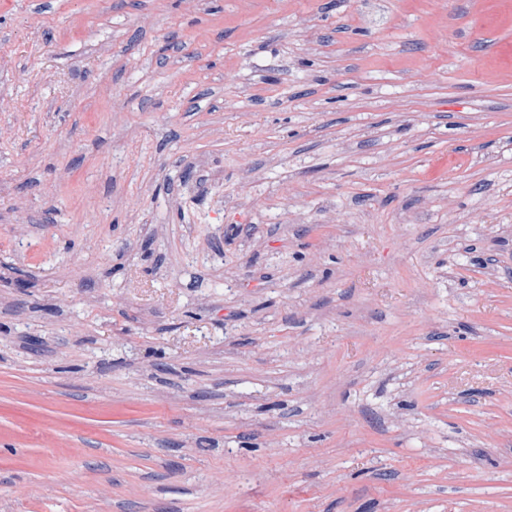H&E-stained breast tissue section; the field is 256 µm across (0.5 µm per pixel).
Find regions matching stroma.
Listing matches in <instances>:
<instances>
[{"label": "stroma", "instance_id": "stroma-1", "mask_svg": "<svg viewBox=\"0 0 512 512\" xmlns=\"http://www.w3.org/2000/svg\"><path fill=\"white\" fill-rule=\"evenodd\" d=\"M0 512H512V0H0Z\"/></svg>", "mask_w": 512, "mask_h": 512}]
</instances>
